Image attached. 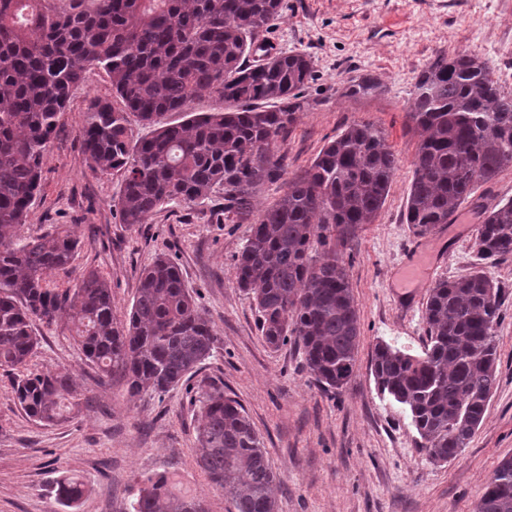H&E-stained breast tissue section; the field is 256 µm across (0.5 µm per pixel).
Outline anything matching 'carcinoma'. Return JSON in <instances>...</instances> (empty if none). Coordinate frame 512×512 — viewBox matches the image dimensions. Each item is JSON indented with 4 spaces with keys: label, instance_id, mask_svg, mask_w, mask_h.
Masks as SVG:
<instances>
[{
    "label": "carcinoma",
    "instance_id": "cac0c4a2",
    "mask_svg": "<svg viewBox=\"0 0 512 512\" xmlns=\"http://www.w3.org/2000/svg\"><path fill=\"white\" fill-rule=\"evenodd\" d=\"M91 6H85L86 2ZM0 0V369L36 422L58 419L76 392L71 375L27 368L39 339L65 313L87 360L118 374L136 394L167 392L211 356L217 337L198 312L176 264L156 259L139 276L128 323L114 321L112 291L97 273L59 292L47 277L70 265L79 239L69 231L20 238L40 188L44 152L72 90L92 67L111 77L122 108L94 101L80 131L91 168L123 173L119 205L126 224H141L171 203L190 207L219 194L224 219L246 220L265 183L284 173L276 142L297 120L312 63L301 53L245 63L282 0ZM363 77L345 95L377 94ZM217 94L223 106L182 122L193 98ZM151 131L132 139L128 115ZM410 117L419 137L406 223L425 236L472 194L477 182L512 166V94L474 55L438 56L418 76ZM397 160L385 134L367 123L328 142L284 195L259 215L236 264L239 288L256 303L265 341H294L324 389L350 381L360 323L343 257L327 231L342 234L374 221ZM480 260L512 255V201L486 212L477 230ZM500 288L482 269L430 290L428 343L420 356L385 342L370 370L379 393L410 418L434 462L456 458L481 424L497 385L494 332ZM198 464L229 495L234 512H276L262 442L234 400L213 385L202 395ZM83 484L70 477L56 496L75 507ZM132 512H200L164 473L148 478ZM477 512H512V458L503 460Z\"/></svg>",
    "mask_w": 512,
    "mask_h": 512
}]
</instances>
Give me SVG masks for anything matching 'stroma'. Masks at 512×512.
<instances>
[{"instance_id": "obj_1", "label": "stroma", "mask_w": 512, "mask_h": 512, "mask_svg": "<svg viewBox=\"0 0 512 512\" xmlns=\"http://www.w3.org/2000/svg\"><path fill=\"white\" fill-rule=\"evenodd\" d=\"M259 39L274 51L309 56L313 78L302 91L308 108L277 142L286 177L261 187L255 213L272 207L288 178L304 173L351 124L380 128L398 159L374 222L352 230L340 248L360 318L353 377L341 391L324 392L293 344L274 348L264 341L256 306L235 279L250 222L218 220L205 199L168 205L142 224L123 223L122 174L93 171L82 151L91 102L116 101L108 73L91 68L44 155L41 191L22 232L73 230L78 251L67 269L50 275V285L71 290L82 274L97 272L112 290L120 324L128 320L141 269L169 258L219 345L186 385L132 396L121 377H104L85 360L68 321L34 322L41 346L29 370L70 371L78 395L58 422L42 425L16 405L0 371V512H128L143 479L161 472L204 512H230L227 496L196 461L199 400L213 383L242 405L263 443L276 476L277 512H476L494 470L512 458V256L487 269L503 292L495 330L498 384L455 459L428 458L408 415L377 394L370 371L381 340L422 354L432 283L473 270L485 211L512 200L509 166L479 182L433 234L415 236L405 221L419 141L409 117L416 80L438 55L465 52L512 94V0H283L281 17ZM363 76L377 78L381 93L346 97L349 81ZM419 247L434 257L430 280L409 283L401 267ZM65 476L85 484L71 509L56 498Z\"/></svg>"}]
</instances>
